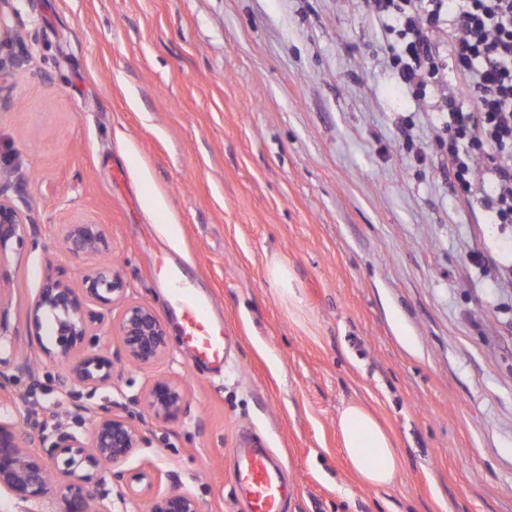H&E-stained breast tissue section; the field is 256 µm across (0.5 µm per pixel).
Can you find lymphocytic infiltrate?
I'll use <instances>...</instances> for the list:
<instances>
[{
	"instance_id": "1",
	"label": "lymphocytic infiltrate",
	"mask_w": 512,
	"mask_h": 512,
	"mask_svg": "<svg viewBox=\"0 0 512 512\" xmlns=\"http://www.w3.org/2000/svg\"><path fill=\"white\" fill-rule=\"evenodd\" d=\"M366 18L401 86L443 87L440 165L465 202L512 224V0H368ZM450 68L458 78L448 83Z\"/></svg>"
}]
</instances>
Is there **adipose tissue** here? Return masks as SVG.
I'll use <instances>...</instances> for the list:
<instances>
[{
  "instance_id": "ef3b65f1",
  "label": "adipose tissue",
  "mask_w": 512,
  "mask_h": 512,
  "mask_svg": "<svg viewBox=\"0 0 512 512\" xmlns=\"http://www.w3.org/2000/svg\"><path fill=\"white\" fill-rule=\"evenodd\" d=\"M341 445L360 479L370 487H392L401 464L393 441L375 416L351 404L339 415Z\"/></svg>"
}]
</instances>
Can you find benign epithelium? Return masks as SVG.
Instances as JSON below:
<instances>
[{
	"mask_svg": "<svg viewBox=\"0 0 512 512\" xmlns=\"http://www.w3.org/2000/svg\"><path fill=\"white\" fill-rule=\"evenodd\" d=\"M32 231L34 225L26 215L12 202L0 199V248ZM64 240L68 251L77 255L95 253L105 244L102 230L91 220L67 225ZM82 284L79 294L61 279H48L40 288L33 303V319L39 324L42 316H48L55 336L53 347L42 348L45 357L67 362L85 345H98L102 334L117 337L118 356L137 366H151L168 355L164 323L149 306L127 297L116 272L107 267L91 268L85 271ZM117 301L122 303L121 314L107 324L106 316ZM112 366V355L90 349L72 368L70 385L93 393L112 378ZM18 373L37 385V374L27 358L16 354L0 358V403L14 401L12 387ZM144 399L159 419H174L186 410V391L180 380L170 376L154 379ZM91 419V429L85 432L55 422L49 446L33 449L18 421L0 415V492L31 504V512H41L39 507L51 490L61 504L58 512H112L104 485L112 478L123 479L124 474L112 468L126 460L142 437L133 418L114 412L110 401L96 406ZM91 484L101 488L98 495L89 493ZM147 512H200V504L192 494L174 487L150 498Z\"/></svg>",
	"mask_w": 512,
	"mask_h": 512,
	"instance_id": "obj_1",
	"label": "benign epithelium"
}]
</instances>
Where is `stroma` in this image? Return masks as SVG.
<instances>
[{
	"label": "stroma",
	"instance_id": "35a3bbf8",
	"mask_svg": "<svg viewBox=\"0 0 512 512\" xmlns=\"http://www.w3.org/2000/svg\"><path fill=\"white\" fill-rule=\"evenodd\" d=\"M364 0H0V198L35 234L0 252V356L51 346L32 321L47 278L109 266L170 340L116 365L86 407L131 414L120 466L148 495L178 485L202 512H242L226 479L237 432L286 463L292 512H512V224L461 203L437 165L443 100L397 86ZM421 151L409 154L402 129ZM106 250L68 252L66 225ZM194 266L236 337L199 374L154 271ZM288 264L289 295L271 288ZM43 360L15 390L39 416H80ZM188 388L179 417L142 396ZM376 414L401 460L390 488L349 466L338 418ZM64 240L68 251L77 255L95 253L105 244L99 224L91 220L66 225ZM144 399L148 409L159 419H174L186 410V391L179 379L170 376L154 379Z\"/></svg>",
	"mask_w": 512,
	"mask_h": 512
}]
</instances>
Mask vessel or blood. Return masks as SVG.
Masks as SVG:
<instances>
[{
  "label": "vessel or blood",
  "mask_w": 512,
  "mask_h": 512,
  "mask_svg": "<svg viewBox=\"0 0 512 512\" xmlns=\"http://www.w3.org/2000/svg\"><path fill=\"white\" fill-rule=\"evenodd\" d=\"M186 264L160 259L156 277L170 290L169 313L180 327L181 341L196 369L223 372L229 359L232 330L216 315L210 300L185 288ZM234 465L227 475L234 495L247 512H289L291 491L282 462L253 431L238 432L232 444Z\"/></svg>",
  "instance_id": "1"
}]
</instances>
